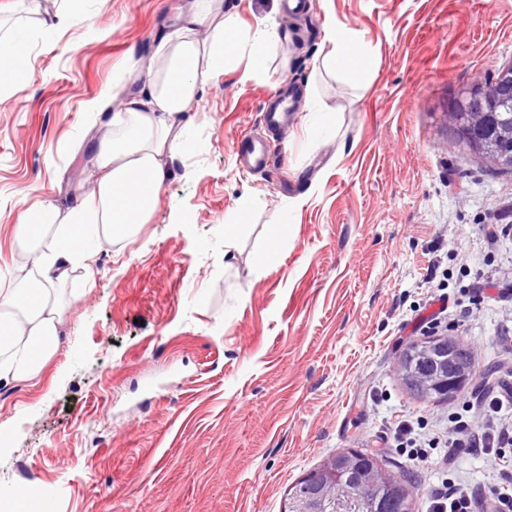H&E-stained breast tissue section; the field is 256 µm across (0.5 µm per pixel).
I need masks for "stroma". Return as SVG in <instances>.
<instances>
[{
  "label": "stroma",
  "instance_id": "35a3bbf8",
  "mask_svg": "<svg viewBox=\"0 0 512 512\" xmlns=\"http://www.w3.org/2000/svg\"><path fill=\"white\" fill-rule=\"evenodd\" d=\"M26 13L0 0V31L23 26L32 71L0 96V269L28 258L20 197L66 206L87 188V111L130 60L149 58L184 0H63ZM241 29L275 27L267 74L249 58L184 113L189 146L147 224L93 244L99 273L64 284L63 341L35 381L0 387V485L26 484L51 512H284L291 486L336 452L376 453L423 512L435 463L413 464L395 427L443 431L461 397L424 401L397 373L404 349L452 335L473 353L465 387L503 381L512 339V173L455 145L458 93L512 65V0H222ZM372 55L356 90L320 67L325 33ZM302 98L288 130L265 131L281 84ZM329 130L305 126L309 106ZM264 134L272 168L240 155ZM252 197V223L224 247V218ZM288 212L275 264L268 223Z\"/></svg>",
  "mask_w": 512,
  "mask_h": 512
}]
</instances>
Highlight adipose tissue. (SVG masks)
<instances>
[{"instance_id": "adipose-tissue-1", "label": "adipose tissue", "mask_w": 512, "mask_h": 512, "mask_svg": "<svg viewBox=\"0 0 512 512\" xmlns=\"http://www.w3.org/2000/svg\"><path fill=\"white\" fill-rule=\"evenodd\" d=\"M29 40L22 29L0 37V93L28 69L21 49ZM275 28L240 29L221 10V0H190L173 28L164 31L154 54L130 62L129 72L140 79L139 89L112 118V131L95 147L92 187L67 209L51 203L22 206L16 237L30 263L11 280L0 279V382L33 381L61 343L64 312L56 287L74 269L94 281L96 254L87 239L132 236L153 213L159 192L169 177L165 158L184 151L187 112L208 82L235 68L240 55H249L248 77L261 78L266 52L279 42ZM320 65L328 74L353 86L368 78L369 51L343 29L327 35Z\"/></svg>"}]
</instances>
